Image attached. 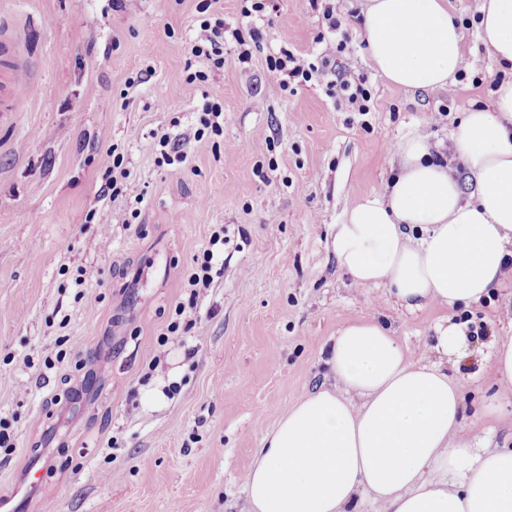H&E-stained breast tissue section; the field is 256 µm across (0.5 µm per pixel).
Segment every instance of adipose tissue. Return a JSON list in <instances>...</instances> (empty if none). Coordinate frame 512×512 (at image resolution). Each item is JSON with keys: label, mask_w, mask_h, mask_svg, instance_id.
Here are the masks:
<instances>
[{"label": "adipose tissue", "mask_w": 512, "mask_h": 512, "mask_svg": "<svg viewBox=\"0 0 512 512\" xmlns=\"http://www.w3.org/2000/svg\"><path fill=\"white\" fill-rule=\"evenodd\" d=\"M477 37L512 71V0H480ZM376 73L413 89L455 78L467 34L448 0H363ZM476 189L464 194L425 135L398 145L401 171L336 227L340 267L362 288L386 286L410 310L470 306L512 277V80L452 133ZM459 362L462 325L442 319L429 347L408 351L374 318L352 321L326 351L316 386L266 436L244 476L251 512H346L365 494L385 512H512V448L462 434L461 385L426 351Z\"/></svg>", "instance_id": "1"}]
</instances>
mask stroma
I'll return each mask as SVG.
<instances>
[{
    "label": "stroma",
    "instance_id": "35a3bbf8",
    "mask_svg": "<svg viewBox=\"0 0 512 512\" xmlns=\"http://www.w3.org/2000/svg\"><path fill=\"white\" fill-rule=\"evenodd\" d=\"M199 4L0 0V71L12 66L29 83L15 110L0 112V417L15 446L0 462V501L20 512H247L243 477L279 418L322 381L337 330L373 316L412 349L448 314L358 289L332 238L344 211L399 171L396 145L414 129L475 190L450 134L464 112L489 105L501 73L475 34L465 78L405 89L376 75L359 19L344 18L349 70L372 95L363 116L322 85L285 87L268 72L267 54L285 41L307 62L334 51L308 0H276L262 51L242 64L227 43L223 70L189 82L199 24L248 23L240 0L204 13ZM207 101L224 107L217 141L194 136ZM175 117L188 162L160 167L153 134ZM117 153L128 191L104 204L97 191ZM94 209L109 239L86 222ZM218 224L224 271L199 298L205 328L189 358L178 337L163 347L157 338ZM81 266L100 272L82 299ZM510 310L511 279L456 313L488 327L469 337L457 375L462 426L479 448H512V389L492 357L512 337ZM173 382L182 390L170 398ZM28 471L37 487L23 493Z\"/></svg>",
    "mask_w": 512,
    "mask_h": 512
}]
</instances>
